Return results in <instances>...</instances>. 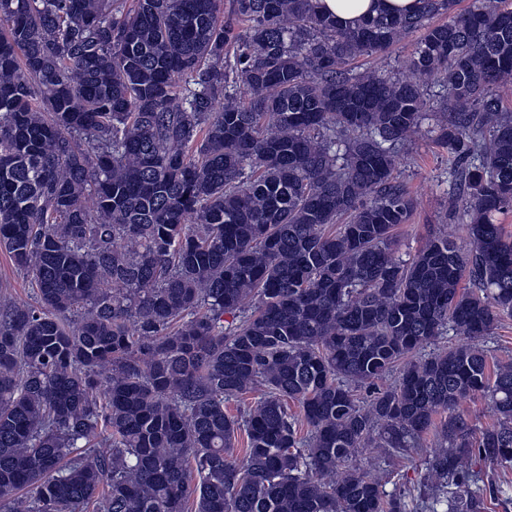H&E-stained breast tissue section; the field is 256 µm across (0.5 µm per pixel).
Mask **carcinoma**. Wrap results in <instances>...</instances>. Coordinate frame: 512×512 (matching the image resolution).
I'll use <instances>...</instances> for the list:
<instances>
[{
  "label": "carcinoma",
  "instance_id": "carcinoma-1",
  "mask_svg": "<svg viewBox=\"0 0 512 512\" xmlns=\"http://www.w3.org/2000/svg\"><path fill=\"white\" fill-rule=\"evenodd\" d=\"M458 2L343 27L316 0H0V250L36 287L0 302L1 502L407 512L346 463L436 427L430 512H488L475 461L512 466V363L480 345L512 318V8ZM414 33L400 72L353 73ZM432 86L467 248L438 230L403 260L398 152ZM463 408L466 410L477 432L494 422L493 417L487 410L486 400L480 396L466 401Z\"/></svg>",
  "mask_w": 512,
  "mask_h": 512
}]
</instances>
